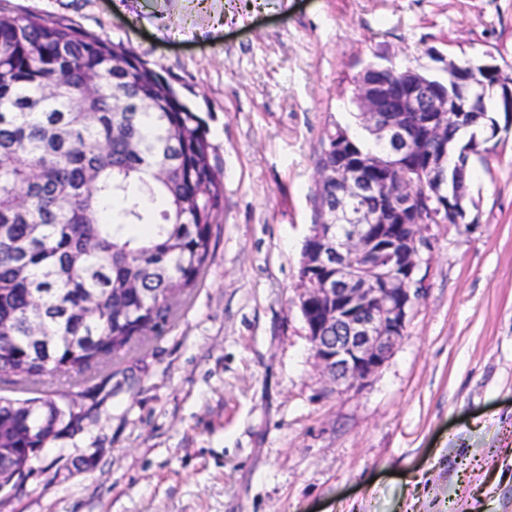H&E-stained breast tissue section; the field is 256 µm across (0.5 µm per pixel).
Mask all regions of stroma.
<instances>
[{
    "label": "stroma",
    "instance_id": "stroma-1",
    "mask_svg": "<svg viewBox=\"0 0 512 512\" xmlns=\"http://www.w3.org/2000/svg\"><path fill=\"white\" fill-rule=\"evenodd\" d=\"M0 0L123 44L204 121L224 185L175 313L85 377L0 393L92 423L41 451L0 512H512V132L472 156L463 224L425 228L401 341L358 389L315 362L299 305L317 161L360 133L369 64L512 70V0Z\"/></svg>",
    "mask_w": 512,
    "mask_h": 512
}]
</instances>
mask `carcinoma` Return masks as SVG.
Masks as SVG:
<instances>
[{
  "instance_id": "1",
  "label": "carcinoma",
  "mask_w": 512,
  "mask_h": 512,
  "mask_svg": "<svg viewBox=\"0 0 512 512\" xmlns=\"http://www.w3.org/2000/svg\"><path fill=\"white\" fill-rule=\"evenodd\" d=\"M223 201L203 121L167 79L120 44L0 9V373L126 355L196 286ZM80 430L51 398L0 396V447L21 449L0 480Z\"/></svg>"
}]
</instances>
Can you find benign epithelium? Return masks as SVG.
I'll return each mask as SVG.
<instances>
[{
    "label": "benign epithelium",
    "mask_w": 512,
    "mask_h": 512,
    "mask_svg": "<svg viewBox=\"0 0 512 512\" xmlns=\"http://www.w3.org/2000/svg\"><path fill=\"white\" fill-rule=\"evenodd\" d=\"M484 89L494 90L504 124H484L485 138L512 129V73L484 64ZM473 69L458 72L468 79ZM362 127L385 150L363 155L338 126L335 162L316 182L336 185L331 218L311 228L302 251L299 295L313 358L337 385L360 388L390 358L424 293L418 272L429 239L425 224H462L468 184L463 172L473 150L448 146V116L474 104L408 68L370 64L355 81Z\"/></svg>",
    "instance_id": "benign-epithelium-1"
}]
</instances>
